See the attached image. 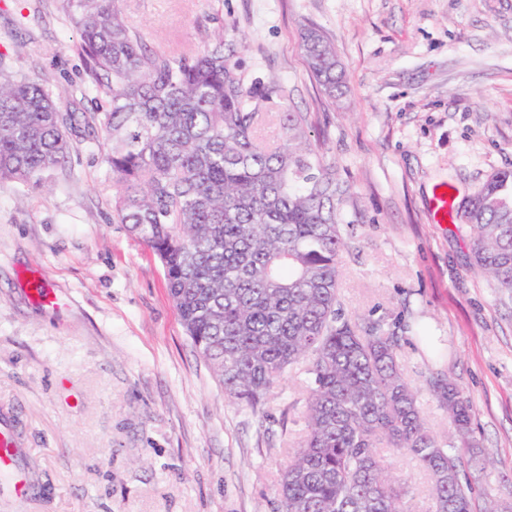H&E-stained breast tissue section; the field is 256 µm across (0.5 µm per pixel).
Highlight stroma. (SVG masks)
<instances>
[{"label": "stroma", "mask_w": 512, "mask_h": 512, "mask_svg": "<svg viewBox=\"0 0 512 512\" xmlns=\"http://www.w3.org/2000/svg\"><path fill=\"white\" fill-rule=\"evenodd\" d=\"M154 49L189 52L235 22L242 67L287 82L313 142L348 186L352 247L340 293L352 316L400 323L399 359L440 439L452 427L427 379L452 376L469 399L476 447L464 467L473 512L512 505V304L471 266L463 222L434 223L440 182L459 197L512 169V0H120ZM333 43L347 94L312 79L300 32ZM54 0L17 18L0 0V61L44 74L86 113L76 44ZM40 186L0 189V432L25 494L0 485V512H273L279 475L306 429L304 384L287 371L263 411L234 404L195 351L156 256L112 212L102 139L72 136ZM41 277L50 302L34 299ZM411 474L408 512H431Z\"/></svg>", "instance_id": "1"}]
</instances>
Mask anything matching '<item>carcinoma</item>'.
<instances>
[{"label":"carcinoma","mask_w":512,"mask_h":512,"mask_svg":"<svg viewBox=\"0 0 512 512\" xmlns=\"http://www.w3.org/2000/svg\"><path fill=\"white\" fill-rule=\"evenodd\" d=\"M107 108L97 117L119 222L161 261L192 344L227 399L260 411L284 373L310 375L307 429L289 457L275 512H407L409 480L381 466L385 446L429 476L433 512H472L459 448H471L470 403L448 378L429 385L453 439L430 429L383 322L349 317L340 293L351 237L348 188L312 144L290 89L251 78L241 44L220 35L191 53L149 49L119 0H56ZM308 68L336 102L344 75L331 42L301 32ZM278 117L282 138L262 127ZM88 123L36 76L0 69V186L38 185L61 169ZM470 263L512 301V169L460 206Z\"/></svg>","instance_id":"obj_1"}]
</instances>
